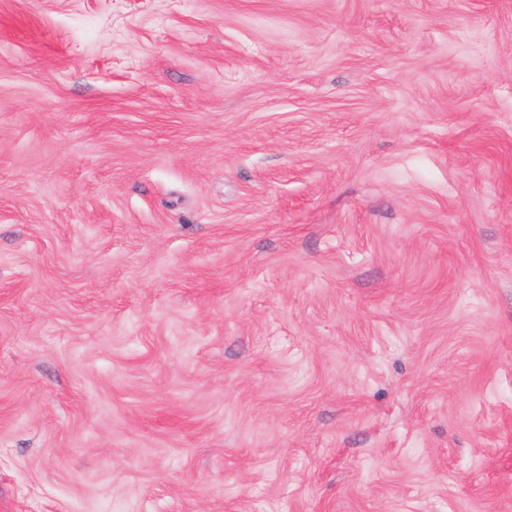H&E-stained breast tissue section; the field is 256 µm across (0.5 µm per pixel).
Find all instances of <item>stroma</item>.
Segmentation results:
<instances>
[{
  "label": "stroma",
  "instance_id": "1",
  "mask_svg": "<svg viewBox=\"0 0 512 512\" xmlns=\"http://www.w3.org/2000/svg\"><path fill=\"white\" fill-rule=\"evenodd\" d=\"M0 512H512V0H0Z\"/></svg>",
  "mask_w": 512,
  "mask_h": 512
}]
</instances>
